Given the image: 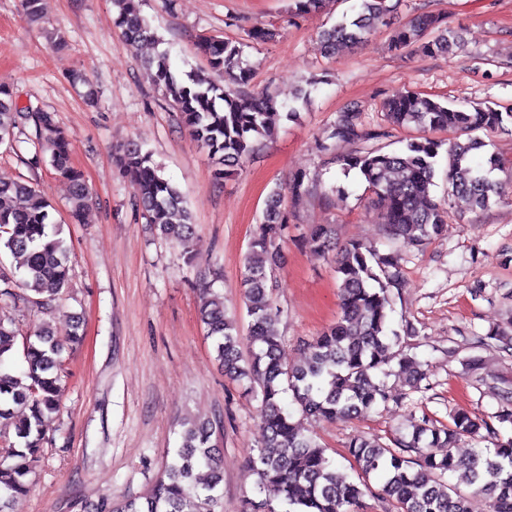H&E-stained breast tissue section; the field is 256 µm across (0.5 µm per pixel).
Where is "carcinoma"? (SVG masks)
Segmentation results:
<instances>
[{
  "label": "carcinoma",
  "instance_id": "cac0c4a2",
  "mask_svg": "<svg viewBox=\"0 0 512 512\" xmlns=\"http://www.w3.org/2000/svg\"><path fill=\"white\" fill-rule=\"evenodd\" d=\"M359 10L317 38V50L332 58L342 49L356 47L386 24L394 5L389 0H358ZM326 0H293L296 15L321 11ZM115 25L125 44L137 47L158 39L138 0H112ZM23 15L31 24H44L42 0H23ZM460 45L457 33L440 14L413 18L391 36L388 48L400 54L434 56ZM197 50L210 68L224 75L229 85L206 81L194 73L180 77L164 51L143 63L144 78L160 90L180 123L207 152L214 177L226 180L255 152L268 132L274 101L250 89L251 70L243 59V44L206 36ZM389 124L423 132H473L503 129L512 112L490 106L471 110L454 108L429 96L398 91L383 104ZM354 106L336 116L326 138L334 144L356 143L389 136L386 129L362 131ZM22 112L9 86L0 84V145H12ZM36 137L49 134L50 164L71 186L70 212L82 219L92 193L82 173L71 162V146L56 126L54 114H33ZM442 142L427 135L409 140L399 152L355 150L336 156L343 172L359 171L369 189L385 202L380 224L385 238L403 248L421 249L448 224V210L463 215L482 211L506 196L505 187L492 178L500 167L491 155L476 159L484 147L469 137L448 140V198L432 195L435 165ZM120 175L131 185L137 211L161 237L180 245L193 259L194 223L182 192L161 174L152 154L128 143L117 157ZM288 228L282 195L274 190L263 214V224L244 255L241 287L250 318L247 340L251 351L242 353L237 316L216 295L204 298L199 316L213 342L215 359L224 375L261 399L260 428L263 441L251 468L260 499L244 500L241 512H363L366 489L336 471L326 449L305 435L292 421L284 396L302 414L316 420H349L391 399L384 382L372 374L389 376L388 365L398 360L397 375L405 376L411 390L421 389L427 372L406 358L397 357L398 335L389 328L391 290L401 287L393 253H381L359 242H349L336 252L340 318L313 340L304 343L306 361L290 365L281 336L273 328L280 311L273 301L274 271L281 259V242ZM314 252L334 250V230L317 224L306 238ZM9 254L22 271L20 278L0 271V300L14 304L50 305L69 288V251L60 238L53 206L34 184L24 180L0 181V251ZM18 329L12 319L0 316V367L16 355ZM22 339L23 368L16 374L0 371V512H10L13 499L30 490V475L44 457L42 426L60 411L62 402L61 352L63 343L50 325L42 322ZM482 346L512 348V337L498 330L476 337ZM485 430L497 437L493 424L465 412L438 427L427 416L414 425L410 439L388 446L377 438L358 437L348 453L363 476L380 479L379 492L395 512H470L467 494L443 477L459 473L472 493L489 500L490 512H512V439L496 442L494 449L478 448L468 458L452 453L461 439ZM210 422L184 427L181 442L143 499L101 501L98 512H218L222 499L223 460L212 437ZM435 448L446 452L437 455ZM415 456H410V453ZM206 466L211 480L200 484L195 470Z\"/></svg>",
  "mask_w": 512,
  "mask_h": 512
}]
</instances>
